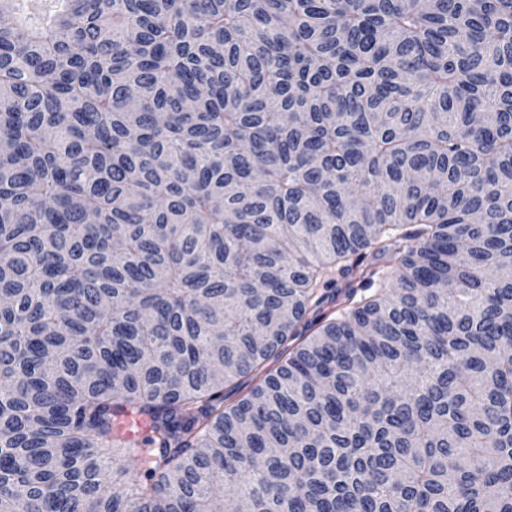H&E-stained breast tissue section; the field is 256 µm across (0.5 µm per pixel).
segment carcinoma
<instances>
[{"instance_id": "carcinoma-1", "label": "carcinoma", "mask_w": 512, "mask_h": 512, "mask_svg": "<svg viewBox=\"0 0 512 512\" xmlns=\"http://www.w3.org/2000/svg\"><path fill=\"white\" fill-rule=\"evenodd\" d=\"M509 270L512 0H0V512H512Z\"/></svg>"}]
</instances>
